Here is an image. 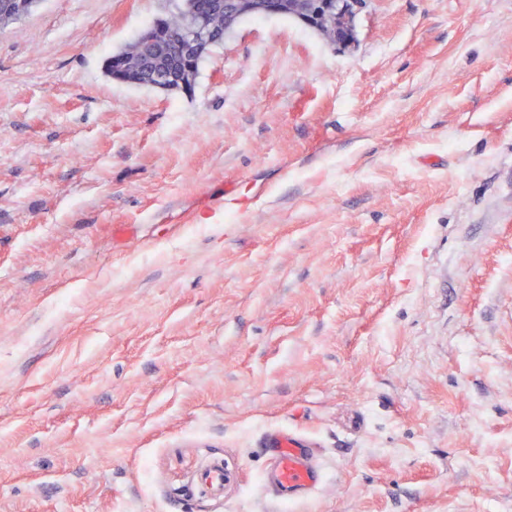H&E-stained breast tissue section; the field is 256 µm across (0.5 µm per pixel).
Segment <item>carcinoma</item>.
Listing matches in <instances>:
<instances>
[{
  "mask_svg": "<svg viewBox=\"0 0 512 512\" xmlns=\"http://www.w3.org/2000/svg\"><path fill=\"white\" fill-rule=\"evenodd\" d=\"M303 16L309 18L307 27L318 31L319 36L330 43L336 42V37L346 25L345 18L336 13L335 0H327L325 3L313 0L307 8L298 4L297 0H284L282 17L299 21ZM187 24L186 10L176 8L124 47L129 58L126 68L118 70L109 61L107 72L113 79L135 87L167 91L190 89L195 84L199 70L182 72L173 59L176 42L183 36ZM224 24V12L209 13L204 38L199 41L198 60H203L212 48L222 44Z\"/></svg>",
  "mask_w": 512,
  "mask_h": 512,
  "instance_id": "1",
  "label": "carcinoma"
}]
</instances>
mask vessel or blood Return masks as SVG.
<instances>
[{"label": "vessel or blood", "instance_id": "1", "mask_svg": "<svg viewBox=\"0 0 512 512\" xmlns=\"http://www.w3.org/2000/svg\"><path fill=\"white\" fill-rule=\"evenodd\" d=\"M272 460L263 483L283 502L312 496L323 484L325 472L316 462L312 442L293 431L272 428L263 437Z\"/></svg>", "mask_w": 512, "mask_h": 512}]
</instances>
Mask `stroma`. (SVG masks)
Instances as JSON below:
<instances>
[{
    "mask_svg": "<svg viewBox=\"0 0 512 512\" xmlns=\"http://www.w3.org/2000/svg\"><path fill=\"white\" fill-rule=\"evenodd\" d=\"M174 2L0 30V512H512V0H365L340 49L248 18L191 91L111 78ZM275 427L313 497L263 487ZM263 443L272 460L263 483L280 501L290 503L316 493L325 471L316 462L313 444L306 436L290 429L271 428Z\"/></svg>",
    "mask_w": 512,
    "mask_h": 512,
    "instance_id": "stroma-1",
    "label": "stroma"
}]
</instances>
